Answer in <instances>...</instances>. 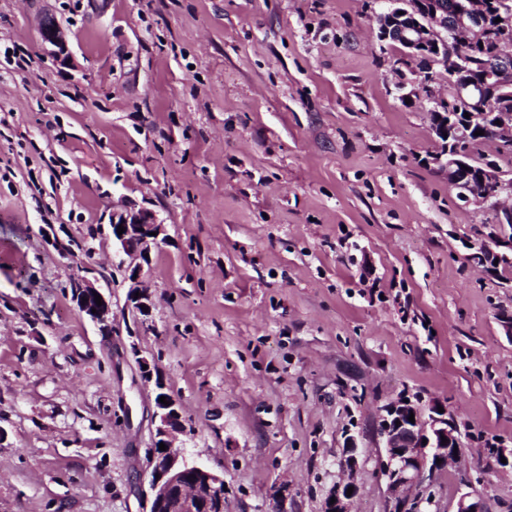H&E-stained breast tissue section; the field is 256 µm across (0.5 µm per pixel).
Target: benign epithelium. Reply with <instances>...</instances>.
<instances>
[{"mask_svg": "<svg viewBox=\"0 0 512 512\" xmlns=\"http://www.w3.org/2000/svg\"><path fill=\"white\" fill-rule=\"evenodd\" d=\"M499 19L495 23L499 48V66L481 74L484 93L474 97L471 86L457 85L451 80L457 71L470 63L472 49L489 34V15ZM378 38L400 44L397 65L398 91L401 98L417 95L418 82L412 63L430 67L440 66L448 72V87L440 92L426 88V94L438 112L450 102L455 110L468 112L470 117L456 125L454 134L440 142L434 161L448 171V185L459 190V197L467 203H500L502 197L512 198V174L491 164L479 168L471 165L469 147L474 120L483 103L496 99L497 93L512 86V5L507 0H456L454 23L442 9H430L426 0H391V7L377 17ZM41 42L49 52L69 59L68 42L60 25L50 18L40 28ZM490 140L503 152L512 148V109L500 105L491 112ZM112 241L116 253L132 261L128 265L130 282L128 300L133 310L143 312L150 307L151 295L141 276V267L135 260L144 256L149 243L157 242L164 224L149 209L125 208L112 211ZM125 227L121 234L118 226ZM102 297L97 305L95 295ZM74 297L79 310L104 330L112 329V295H107L85 278L76 281ZM165 397L169 404L156 402L152 448L149 454L150 479L145 492V512H224V477L205 466L188 461L175 441L185 431L181 405L157 385L156 397ZM414 421H409V416ZM377 434L383 443L385 459L381 470L387 481L392 512H423L420 488L432 480L436 471L462 453L464 443L454 414L443 408H433L428 419H423L417 402L403 399L390 402L382 408ZM447 442H442L441 437ZM165 444L162 451L159 444ZM362 448L358 438L348 437L339 464L341 477L323 502V512H354V496L347 489L356 486V477L362 464ZM441 463H436V460ZM457 512H486L480 494L466 492L459 497Z\"/></svg>", "mask_w": 512, "mask_h": 512, "instance_id": "obj_1", "label": "benign epithelium"}]
</instances>
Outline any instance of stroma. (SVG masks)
Returning <instances> with one entry per match:
<instances>
[{
	"mask_svg": "<svg viewBox=\"0 0 512 512\" xmlns=\"http://www.w3.org/2000/svg\"><path fill=\"white\" fill-rule=\"evenodd\" d=\"M386 0H0V512H145L157 385L224 512H321L347 436L357 512H390L401 397L465 451L422 490L512 512V226L431 161ZM72 59L40 40L45 18ZM164 224L128 328L112 210ZM110 290L115 326L70 284ZM73 281L71 282L72 291L74 290ZM95 294H99L102 297L101 306L96 304ZM74 297L79 310L85 314L92 322L100 325L103 330L112 329L113 319L111 294H105L92 282L86 278H81L76 281ZM92 309H96V313H92Z\"/></svg>",
	"mask_w": 512,
	"mask_h": 512,
	"instance_id": "35a3bbf8",
	"label": "stroma"
}]
</instances>
